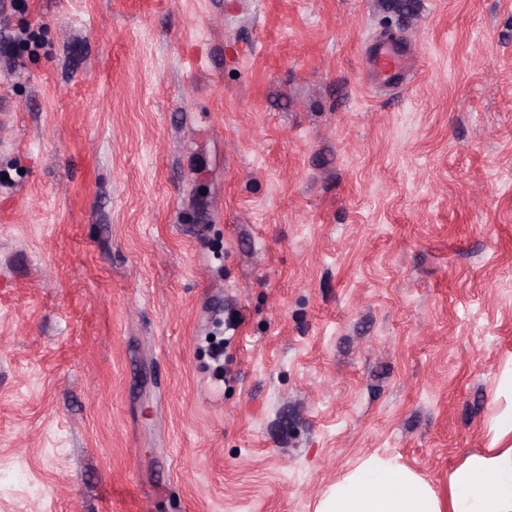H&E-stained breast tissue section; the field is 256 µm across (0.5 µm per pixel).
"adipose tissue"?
I'll use <instances>...</instances> for the list:
<instances>
[{
  "instance_id": "ef3b65f1",
  "label": "adipose tissue",
  "mask_w": 512,
  "mask_h": 512,
  "mask_svg": "<svg viewBox=\"0 0 512 512\" xmlns=\"http://www.w3.org/2000/svg\"><path fill=\"white\" fill-rule=\"evenodd\" d=\"M447 501L413 473L379 459L336 484L319 512H512V445L470 456L448 477Z\"/></svg>"
}]
</instances>
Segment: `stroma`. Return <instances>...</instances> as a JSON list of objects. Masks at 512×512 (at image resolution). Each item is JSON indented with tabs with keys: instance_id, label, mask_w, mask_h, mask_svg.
<instances>
[{
	"instance_id": "35a3bbf8",
	"label": "stroma",
	"mask_w": 512,
	"mask_h": 512,
	"mask_svg": "<svg viewBox=\"0 0 512 512\" xmlns=\"http://www.w3.org/2000/svg\"><path fill=\"white\" fill-rule=\"evenodd\" d=\"M0 42V512H316L371 456L447 499L512 409V0H0ZM374 68L388 80L400 74L404 69L396 56L386 46H380L374 56Z\"/></svg>"
}]
</instances>
